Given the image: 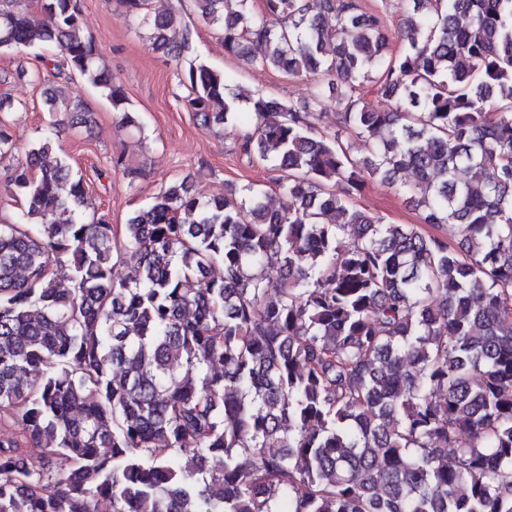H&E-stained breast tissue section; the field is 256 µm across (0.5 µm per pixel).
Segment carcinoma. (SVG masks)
Returning a JSON list of instances; mask_svg holds the SVG:
<instances>
[{"label":"carcinoma","instance_id":"carcinoma-1","mask_svg":"<svg viewBox=\"0 0 512 512\" xmlns=\"http://www.w3.org/2000/svg\"><path fill=\"white\" fill-rule=\"evenodd\" d=\"M38 2L51 24L0 0V54L138 125L77 0ZM119 2L188 63L197 123L236 120L190 27L173 41L174 12ZM192 2L225 53L311 81L303 107L251 95L239 121L282 203L252 183L203 199L184 178L118 228L85 219L50 137L25 150L7 177L20 222L0 224V512H512V0H408L395 39L357 0ZM325 83L334 131L311 122ZM369 87L394 107L367 108ZM45 104L54 132L89 113L55 89ZM18 152L0 120V160ZM369 178L437 233L356 207Z\"/></svg>","mask_w":512,"mask_h":512}]
</instances>
